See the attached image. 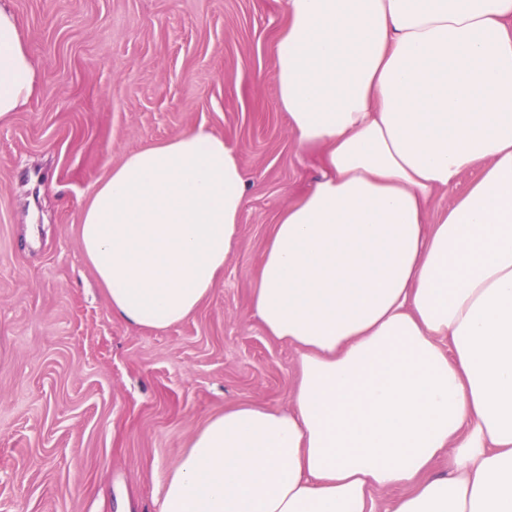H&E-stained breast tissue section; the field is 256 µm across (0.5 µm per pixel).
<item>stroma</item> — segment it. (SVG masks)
<instances>
[{"label": "stroma", "mask_w": 512, "mask_h": 512, "mask_svg": "<svg viewBox=\"0 0 512 512\" xmlns=\"http://www.w3.org/2000/svg\"><path fill=\"white\" fill-rule=\"evenodd\" d=\"M44 86L0 124V512H158L224 407H287L295 351L251 312L280 211L318 176L271 80L278 0H9ZM205 126L235 145L240 246L187 320L112 317L80 213L112 166Z\"/></svg>", "instance_id": "stroma-1"}]
</instances>
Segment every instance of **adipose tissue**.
<instances>
[{"label": "adipose tissue", "mask_w": 512, "mask_h": 512, "mask_svg": "<svg viewBox=\"0 0 512 512\" xmlns=\"http://www.w3.org/2000/svg\"><path fill=\"white\" fill-rule=\"evenodd\" d=\"M280 2L277 103L321 174L280 212L251 307L297 379L287 407L208 418L160 512H379L387 490L380 512H512V0ZM42 88L0 5V123ZM245 195L203 126L112 167L80 218L112 316L194 315Z\"/></svg>", "instance_id": "1"}]
</instances>
